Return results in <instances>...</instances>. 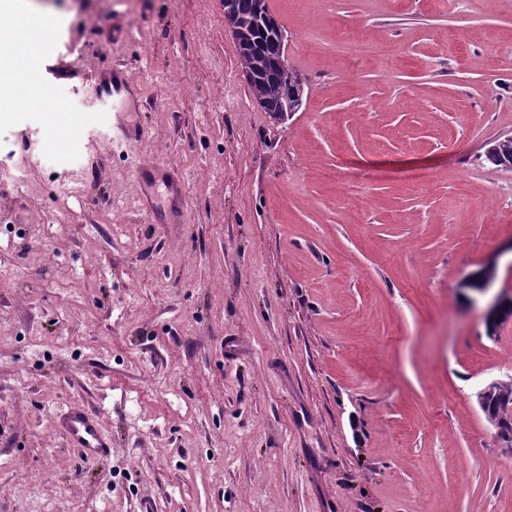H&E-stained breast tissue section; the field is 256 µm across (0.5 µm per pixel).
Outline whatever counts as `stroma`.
I'll use <instances>...</instances> for the list:
<instances>
[{"label": "stroma", "mask_w": 512, "mask_h": 512, "mask_svg": "<svg viewBox=\"0 0 512 512\" xmlns=\"http://www.w3.org/2000/svg\"><path fill=\"white\" fill-rule=\"evenodd\" d=\"M67 115L0 118V512H512V0H266L304 104L254 101L224 0H45ZM133 87L121 142L92 87ZM183 177L179 222L154 183ZM101 413L109 457L57 428ZM510 135L495 140L484 152L483 163L496 170H512V139ZM512 381L504 382L499 380H494L492 382L487 383L484 387H482L476 394L477 402L480 407V404L483 402V394L487 390V388L491 385L503 384L510 386ZM507 386H493L491 387L484 396V408L485 411L491 415L492 417L497 418L499 423V434L497 430V420L495 418L489 417L488 424L493 426L496 429L495 437L498 441L501 448H505V451L512 452V387L509 388ZM511 407V414H510ZM506 442L510 443V445L506 448Z\"/></svg>", "instance_id": "obj_1"}]
</instances>
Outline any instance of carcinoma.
I'll return each mask as SVG.
<instances>
[{"mask_svg": "<svg viewBox=\"0 0 512 512\" xmlns=\"http://www.w3.org/2000/svg\"><path fill=\"white\" fill-rule=\"evenodd\" d=\"M224 15L231 25L234 45L242 67L252 74L249 93L269 114L279 110L293 90L303 87L301 77L280 62V32L277 20L261 25L270 15L266 0H224ZM483 162L496 170H512V139L501 137L484 152ZM485 411L497 418L499 435L512 452V387L493 386L484 396Z\"/></svg>", "mask_w": 512, "mask_h": 512, "instance_id": "1", "label": "carcinoma"}]
</instances>
